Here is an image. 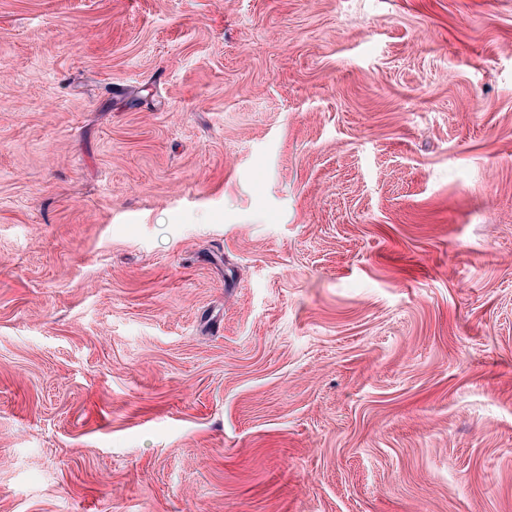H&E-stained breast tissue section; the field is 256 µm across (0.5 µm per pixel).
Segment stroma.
Here are the masks:
<instances>
[{"label": "stroma", "mask_w": 512, "mask_h": 512, "mask_svg": "<svg viewBox=\"0 0 512 512\" xmlns=\"http://www.w3.org/2000/svg\"><path fill=\"white\" fill-rule=\"evenodd\" d=\"M0 512H512V0H0Z\"/></svg>", "instance_id": "35a3bbf8"}]
</instances>
